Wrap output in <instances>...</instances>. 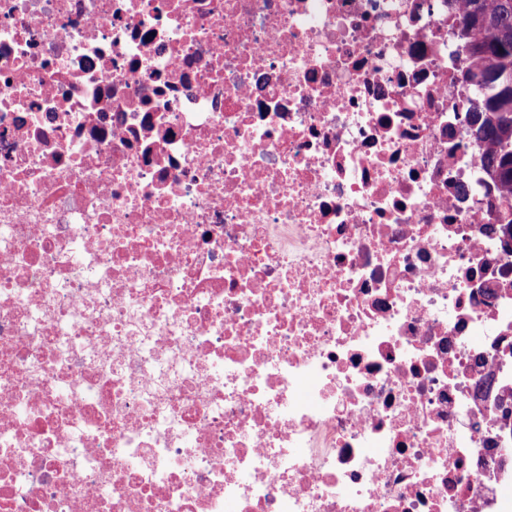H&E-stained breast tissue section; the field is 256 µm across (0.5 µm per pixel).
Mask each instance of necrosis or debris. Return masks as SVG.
Segmentation results:
<instances>
[{
	"mask_svg": "<svg viewBox=\"0 0 512 512\" xmlns=\"http://www.w3.org/2000/svg\"><path fill=\"white\" fill-rule=\"evenodd\" d=\"M447 0H0V512H512V255Z\"/></svg>",
	"mask_w": 512,
	"mask_h": 512,
	"instance_id": "4bbe7bcc",
	"label": "necrosis or debris"
}]
</instances>
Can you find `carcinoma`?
I'll list each match as a JSON object with an SVG mask.
<instances>
[{"label": "carcinoma", "instance_id": "1", "mask_svg": "<svg viewBox=\"0 0 512 512\" xmlns=\"http://www.w3.org/2000/svg\"><path fill=\"white\" fill-rule=\"evenodd\" d=\"M451 33L465 53L461 78L472 89L471 135L486 145L489 184L509 212L498 231L512 235V0H462Z\"/></svg>", "mask_w": 512, "mask_h": 512}]
</instances>
